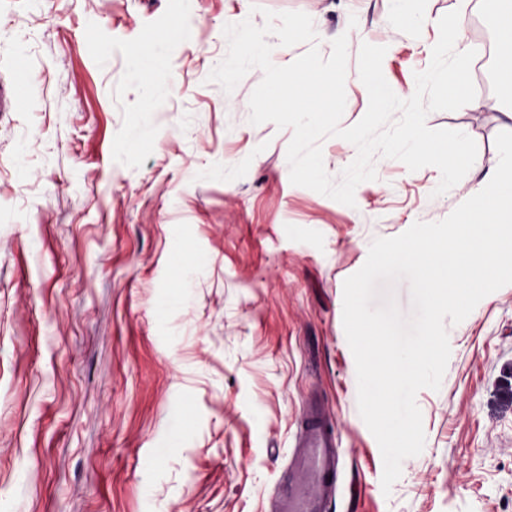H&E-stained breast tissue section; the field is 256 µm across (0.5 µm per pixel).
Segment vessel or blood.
I'll return each instance as SVG.
<instances>
[{
  "mask_svg": "<svg viewBox=\"0 0 512 512\" xmlns=\"http://www.w3.org/2000/svg\"><path fill=\"white\" fill-rule=\"evenodd\" d=\"M338 440L318 399H311L297 429L288 460V482L274 492L268 512H326L337 491Z\"/></svg>",
  "mask_w": 512,
  "mask_h": 512,
  "instance_id": "b4317fda",
  "label": "vessel or blood"
}]
</instances>
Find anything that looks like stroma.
Segmentation results:
<instances>
[{"instance_id":"obj_1","label":"stroma","mask_w":512,"mask_h":512,"mask_svg":"<svg viewBox=\"0 0 512 512\" xmlns=\"http://www.w3.org/2000/svg\"><path fill=\"white\" fill-rule=\"evenodd\" d=\"M457 4L0 0V512H265L314 396L342 457L329 512H512V285L449 325L424 448L387 493L342 320L374 239L445 219L497 166L500 77L483 108L427 117L477 144L457 185L379 157L351 207L291 184V129L250 123L260 69L207 80L226 24L305 12L322 56L348 37L346 128L361 45L410 98Z\"/></svg>"}]
</instances>
